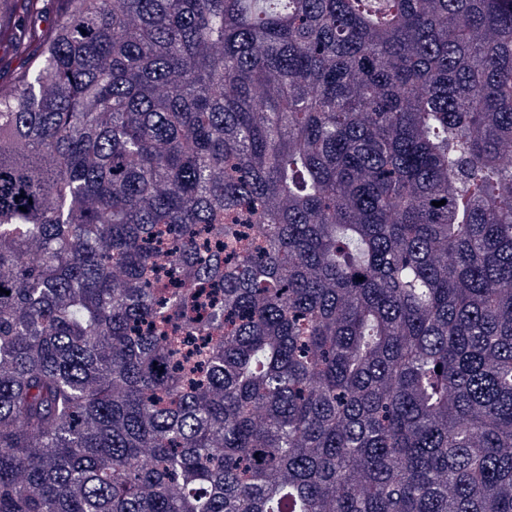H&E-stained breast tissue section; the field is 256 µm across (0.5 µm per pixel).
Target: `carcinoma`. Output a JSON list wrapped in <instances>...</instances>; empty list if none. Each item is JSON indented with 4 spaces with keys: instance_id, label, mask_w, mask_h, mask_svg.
I'll list each match as a JSON object with an SVG mask.
<instances>
[{
    "instance_id": "carcinoma-1",
    "label": "carcinoma",
    "mask_w": 512,
    "mask_h": 512,
    "mask_svg": "<svg viewBox=\"0 0 512 512\" xmlns=\"http://www.w3.org/2000/svg\"><path fill=\"white\" fill-rule=\"evenodd\" d=\"M46 2L0 512H512V0Z\"/></svg>"
}]
</instances>
